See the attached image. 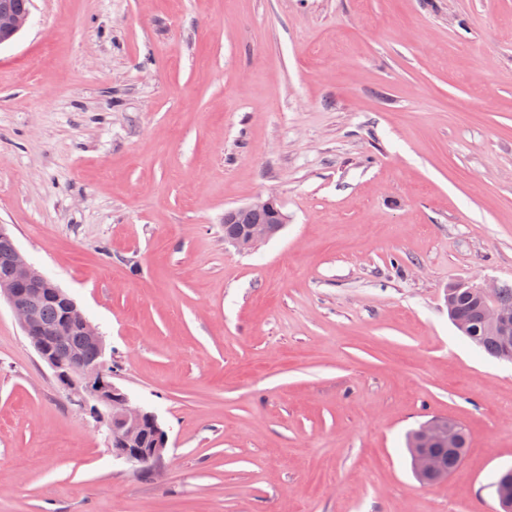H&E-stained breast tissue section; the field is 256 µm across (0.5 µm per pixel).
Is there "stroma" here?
Wrapping results in <instances>:
<instances>
[{"label": "stroma", "instance_id": "obj_1", "mask_svg": "<svg viewBox=\"0 0 512 512\" xmlns=\"http://www.w3.org/2000/svg\"><path fill=\"white\" fill-rule=\"evenodd\" d=\"M1 224L168 445L114 458L0 300V512H498L512 363L446 297L512 282V0H33ZM433 417L470 447L424 486ZM242 209L246 210L235 213L233 224H229L230 217H224V240L230 239L229 244L239 252H248L258 243L272 238L287 223V218L274 196L243 206ZM252 211L258 216L256 224H252L257 218ZM244 224L247 225L239 232Z\"/></svg>", "mask_w": 512, "mask_h": 512}]
</instances>
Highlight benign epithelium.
Instances as JSON below:
<instances>
[{"mask_svg": "<svg viewBox=\"0 0 512 512\" xmlns=\"http://www.w3.org/2000/svg\"><path fill=\"white\" fill-rule=\"evenodd\" d=\"M29 14L15 10L11 0H0V43L16 36L26 25ZM253 211L258 220L248 224L229 244L239 252H248L258 243L280 232L287 223L276 197L258 200L244 206ZM0 249L11 259V277L0 282V297H5L24 333L30 339L40 359L53 371L61 388L77 398L79 405L90 411L106 426L109 442L113 443L112 455L131 466L149 463L153 466L163 460L167 451L168 434L158 415L131 404L128 395L114 382L107 366L103 337L87 320L66 292L54 285L22 256L5 225H0ZM512 285L508 283L486 286L459 283L448 288V313L459 331L473 334L470 323L454 312L458 295L477 297L482 302L480 321L485 331L512 342V310L500 306L497 295ZM52 297L61 305L63 314L57 322H46L38 315V301ZM78 328L86 340L98 348V357L86 361L78 355L60 356L58 349ZM423 438L454 448L457 445V425L436 421L424 426ZM425 472L434 482L446 479L445 471L436 464L427 449H421ZM500 502L512 504V468L502 473L501 482L495 487Z\"/></svg>", "mask_w": 512, "mask_h": 512, "instance_id": "obj_1", "label": "benign epithelium"}]
</instances>
